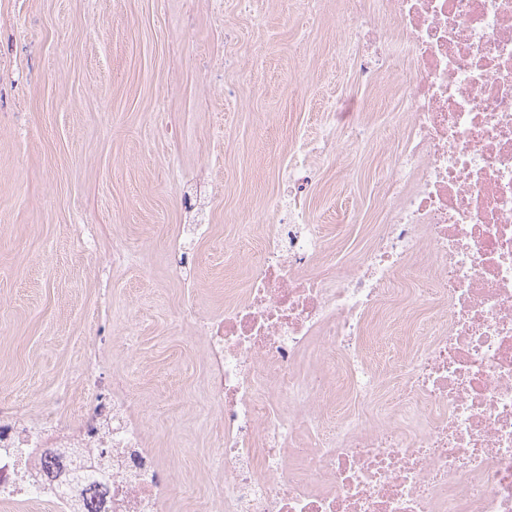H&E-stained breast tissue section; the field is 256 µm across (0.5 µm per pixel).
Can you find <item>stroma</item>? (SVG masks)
Masks as SVG:
<instances>
[{
  "label": "stroma",
  "instance_id": "stroma-1",
  "mask_svg": "<svg viewBox=\"0 0 512 512\" xmlns=\"http://www.w3.org/2000/svg\"><path fill=\"white\" fill-rule=\"evenodd\" d=\"M0 0V400L57 411L98 332L104 374L123 369L176 478L173 512H195L219 454L208 422L202 324L244 284L268 201L303 161V201L329 260L362 252L381 217L388 153L403 142V96L356 84L336 0ZM367 115L347 131L330 110ZM347 141L343 151L336 142ZM307 143L305 156L296 142ZM210 226L195 265L168 242ZM427 326L379 338L392 381Z\"/></svg>",
  "mask_w": 512,
  "mask_h": 512
}]
</instances>
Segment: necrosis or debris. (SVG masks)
Instances as JSON below:
<instances>
[{
	"label": "necrosis or debris",
	"mask_w": 512,
	"mask_h": 512,
	"mask_svg": "<svg viewBox=\"0 0 512 512\" xmlns=\"http://www.w3.org/2000/svg\"><path fill=\"white\" fill-rule=\"evenodd\" d=\"M385 50L359 80L410 98L405 155L365 254L329 262L300 202L304 165L244 288L204 330L223 466L200 512H512V0H349ZM433 317L395 389L367 344L383 314ZM357 398L343 411L342 389ZM32 417L0 402V501L57 512H170L175 483L138 393Z\"/></svg>",
	"instance_id": "4bbe7bcc"
}]
</instances>
